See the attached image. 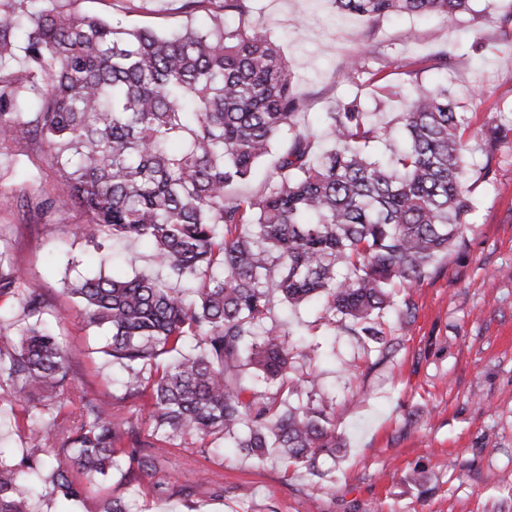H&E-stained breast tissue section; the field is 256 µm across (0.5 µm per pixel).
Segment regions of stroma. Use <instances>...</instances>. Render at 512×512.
<instances>
[{
    "mask_svg": "<svg viewBox=\"0 0 512 512\" xmlns=\"http://www.w3.org/2000/svg\"><path fill=\"white\" fill-rule=\"evenodd\" d=\"M250 15L266 21L293 83L306 96L299 129L329 143L325 114L335 103L360 101L373 122L402 132L415 85L444 89L471 129L504 127L495 146L468 138L467 187L476 209L457 246L412 290L415 320L383 317L386 334L402 337L394 357L375 356L354 336L333 334L316 302H275L271 316L317 345L296 357L318 399L333 407L345 446L321 480L285 470L277 453L263 459L214 438L173 440L152 474L136 461L105 478L84 480L78 506L38 484L33 512H99L123 499L135 512H512V0H471L450 19L396 15L367 21L339 15L329 0H249ZM81 10L109 15L132 27L179 28L186 17L205 26V12L186 0H81ZM448 50V65L433 55ZM363 56L365 70L344 66ZM61 185L47 147L0 153V232L27 283L39 286L57 318L71 363L67 406L57 418L70 425L82 398L110 404L117 420L149 439L153 427L141 401L127 398L125 373L101 354L104 336L88 327L66 291L75 272L115 276L150 271L146 243L116 244L100 254L82 234L74 209L43 213L39 200ZM25 403L0 405V454L32 452ZM427 475L425 486L411 482Z\"/></svg>",
    "mask_w": 512,
    "mask_h": 512,
    "instance_id": "1",
    "label": "stroma"
}]
</instances>
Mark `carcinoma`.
I'll return each instance as SVG.
<instances>
[{
	"mask_svg": "<svg viewBox=\"0 0 512 512\" xmlns=\"http://www.w3.org/2000/svg\"><path fill=\"white\" fill-rule=\"evenodd\" d=\"M80 0H0V149L47 146L62 184L43 211L75 207L84 237L146 240L167 272L81 277L68 292L110 336L103 353L147 397L152 440L130 434L143 473L176 437L222 435L249 456L276 448L286 467L323 476L344 447L335 413L294 372L290 332L268 319L273 299L324 301L325 326L374 343L377 362L401 341L384 311L415 318L410 290L470 224L464 136L470 124L447 90L416 85L403 116L407 146L388 159L368 148L386 131L351 101L327 113L334 146L295 129L305 95L281 49L249 19L248 0H190L210 24L173 33L83 12ZM376 20L394 12L453 16L469 0H332ZM279 149L257 198L236 192ZM402 289L394 300L392 289ZM0 295L18 315L0 332V388L48 411L64 407L70 365L38 287L0 249ZM196 341L192 351L184 348ZM172 355L164 367L159 357ZM275 385L258 393L244 383ZM31 438L46 461L0 460V512H29L23 469H43L54 493L81 501L76 475L121 465V427L87 400L77 423L51 417Z\"/></svg>",
	"mask_w": 512,
	"mask_h": 512,
	"instance_id": "carcinoma-1",
	"label": "carcinoma"
}]
</instances>
